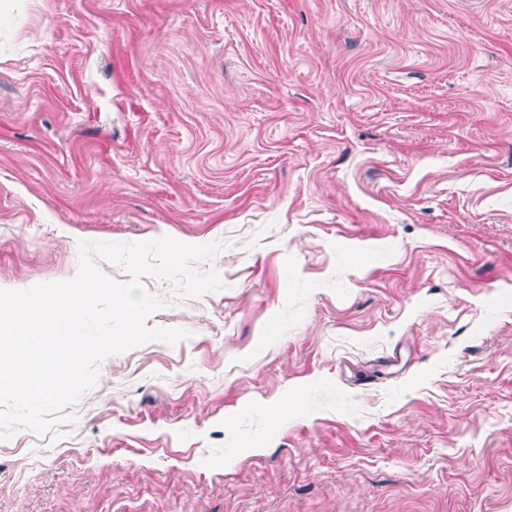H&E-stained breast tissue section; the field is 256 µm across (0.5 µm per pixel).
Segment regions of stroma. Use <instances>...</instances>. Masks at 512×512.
Listing matches in <instances>:
<instances>
[{
  "mask_svg": "<svg viewBox=\"0 0 512 512\" xmlns=\"http://www.w3.org/2000/svg\"><path fill=\"white\" fill-rule=\"evenodd\" d=\"M0 289L79 241L221 290L0 441V512H512V0H9Z\"/></svg>",
  "mask_w": 512,
  "mask_h": 512,
  "instance_id": "1",
  "label": "stroma"
}]
</instances>
